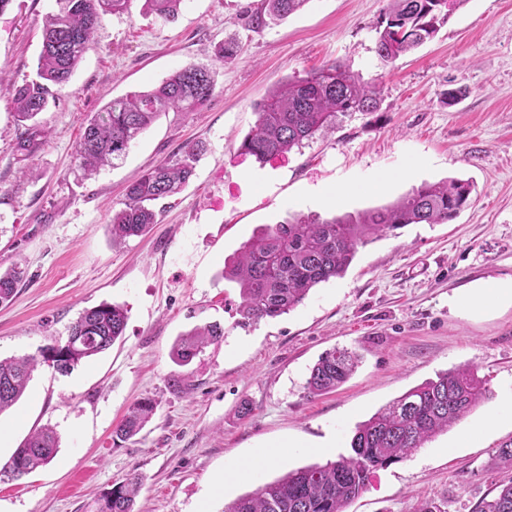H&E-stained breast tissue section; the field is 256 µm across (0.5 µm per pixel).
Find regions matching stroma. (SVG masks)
<instances>
[{
  "mask_svg": "<svg viewBox=\"0 0 512 512\" xmlns=\"http://www.w3.org/2000/svg\"><path fill=\"white\" fill-rule=\"evenodd\" d=\"M261 0H184L175 19L144 0L105 16L70 81L37 121L44 142L15 150L7 85L34 78L42 21L55 0H12L0 13V272L21 268L0 306V358L36 356L66 340L85 310L118 303L123 336L66 374L34 372L0 413L9 434L0 466L33 430L52 426L56 456L19 479L0 473V512H94L130 472L143 476L136 512H223L289 470L348 454L356 425L440 372L472 366L486 400L407 459L375 470L345 512H477L512 478L498 450L512 440L503 397L512 392V306L455 304L462 287L512 274V0H465L435 39L382 67L376 25L386 0H308L282 21L253 27ZM234 38L235 59L215 65ZM342 62L380 87L371 113L345 117L286 155L260 162L240 145L255 106L281 82ZM190 64L214 66L215 91L193 112L160 115L123 160L86 175L76 144L112 99L157 86ZM459 90L448 103V90ZM206 146L183 191L166 199L147 233L113 239V206L127 185L187 144ZM385 188H377L381 178ZM470 181L469 205L445 224H411L360 248L347 272L319 284L288 314L236 326L231 257L263 224L329 218L392 203L412 188ZM346 188L335 202L319 191ZM223 336L184 367L171 348L194 326ZM348 348L362 359L336 390L310 396L319 356ZM180 371L186 387L170 388ZM143 398L157 402L144 429L112 431ZM471 428L470 443L459 444ZM264 449L258 475L223 483L225 469Z\"/></svg>",
  "mask_w": 512,
  "mask_h": 512,
  "instance_id": "obj_1",
  "label": "stroma"
}]
</instances>
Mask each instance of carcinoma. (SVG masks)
<instances>
[{"label": "carcinoma", "mask_w": 512, "mask_h": 512, "mask_svg": "<svg viewBox=\"0 0 512 512\" xmlns=\"http://www.w3.org/2000/svg\"><path fill=\"white\" fill-rule=\"evenodd\" d=\"M58 10L45 17L37 79L12 89L22 131L16 151L31 156L42 138L32 120L49 104L51 86L68 82L84 55L93 47V34L108 14L122 12L128 0H55ZM149 11L175 18L183 0H145ZM308 0H262L252 15L256 26L282 20ZM466 0H387L376 26L377 54L392 67L406 53L433 39ZM215 90V72L188 65L160 85L114 98L84 127L77 143L80 164L94 173L128 153L137 137L154 119L170 109L192 111L204 105ZM380 103L378 84L342 63L324 66L303 78L273 89L256 106L258 119L240 150L264 161L290 152L319 132L334 130L342 118L355 112H374ZM203 144L187 145L181 155L159 162L127 186L122 206L112 210V236L143 234L156 223L155 202L178 194L194 174ZM469 182L449 179L425 183L394 202L322 219L299 216L281 224L255 230L224 266V278L237 284L240 301L237 324L247 326L274 319L301 305L311 289L341 277L359 248L410 224H446L470 201ZM24 272H0V305L10 302ZM127 309L102 303L85 310L72 323L65 341L41 350V358L0 359V413L23 395L32 372L44 362L67 373L82 360L110 348L123 336ZM224 335L217 324L196 327L180 336L171 350L178 366L188 365L208 345ZM358 354L334 348L312 367L306 389L313 395L343 384L354 371ZM486 397L485 382L473 367L437 374L409 389L357 425L350 441L351 454L324 464L291 470L261 484L233 502L224 512H344V506L365 491L378 468L400 462L441 432L459 423ZM157 402L137 401L113 430L127 441L152 418ZM59 439L44 426L16 449L3 472L20 478L51 462ZM142 476L134 471L99 499L97 512H134ZM479 512H512V479Z\"/></svg>", "instance_id": "cac0c4a2"}]
</instances>
